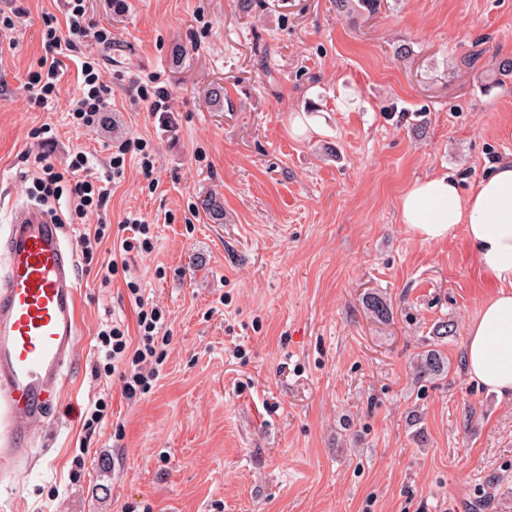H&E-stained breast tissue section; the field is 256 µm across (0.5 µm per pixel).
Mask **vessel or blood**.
<instances>
[{
    "instance_id": "1",
    "label": "vessel or blood",
    "mask_w": 512,
    "mask_h": 512,
    "mask_svg": "<svg viewBox=\"0 0 512 512\" xmlns=\"http://www.w3.org/2000/svg\"><path fill=\"white\" fill-rule=\"evenodd\" d=\"M0 257L7 266L0 276V462L21 466L79 341L76 255L52 215L21 206Z\"/></svg>"
}]
</instances>
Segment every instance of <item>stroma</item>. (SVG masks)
I'll return each mask as SVG.
<instances>
[{"instance_id":"35a3bbf8","label":"stroma","mask_w":512,"mask_h":512,"mask_svg":"<svg viewBox=\"0 0 512 512\" xmlns=\"http://www.w3.org/2000/svg\"><path fill=\"white\" fill-rule=\"evenodd\" d=\"M84 5L112 41L78 43L42 109L23 84L45 54L43 15L66 24L67 0H0L17 43L0 54V192L39 204L38 152L60 168L78 148L102 173L129 142L106 218L116 230L139 214L153 247L111 277L79 260L78 350L43 450L0 469V512H512V400L468 379L462 349L493 287L463 233L424 241L399 215L416 180L456 175L467 194L512 158V78L489 71L512 58V0H382L353 20L333 0ZM85 55L112 103L92 128L68 118ZM160 87L164 115L140 95ZM131 281L172 335L134 403L94 374L106 323L137 327ZM442 321L448 371L415 380ZM101 398L108 416L86 432Z\"/></svg>"}]
</instances>
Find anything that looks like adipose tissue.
<instances>
[{
	"instance_id": "1",
	"label": "adipose tissue",
	"mask_w": 512,
	"mask_h": 512,
	"mask_svg": "<svg viewBox=\"0 0 512 512\" xmlns=\"http://www.w3.org/2000/svg\"><path fill=\"white\" fill-rule=\"evenodd\" d=\"M400 217L425 241L463 232L496 289L465 336L470 380L512 398V159L501 161L469 195L449 175L416 181L399 202Z\"/></svg>"
}]
</instances>
